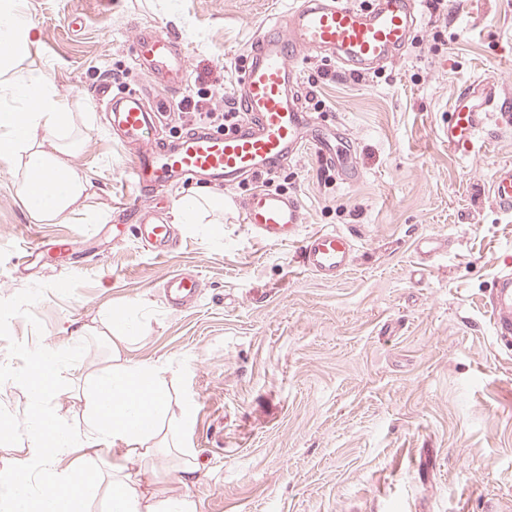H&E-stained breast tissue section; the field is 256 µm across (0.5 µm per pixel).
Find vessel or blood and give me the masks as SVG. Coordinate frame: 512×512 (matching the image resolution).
Returning <instances> with one entry per match:
<instances>
[{
	"label": "vessel or blood",
	"instance_id": "1",
	"mask_svg": "<svg viewBox=\"0 0 512 512\" xmlns=\"http://www.w3.org/2000/svg\"><path fill=\"white\" fill-rule=\"evenodd\" d=\"M418 0H373L357 9L348 0H297L296 7L275 15L260 27L247 50L235 99L245 118L232 133L198 127L171 138L157 131L175 107L174 95L189 79V61L177 41L159 27L138 28L131 41L134 60L146 67L164 89L154 98L138 91L116 97L99 86L95 98L109 112V129L135 146L132 176L144 204L130 209L133 235L153 254L167 255L176 245L174 227L154 203L155 193L189 182L229 187L271 172L304 150H312L346 182L359 179L352 142L339 123L324 124L306 105L301 60L322 56L344 70L369 74L395 60L412 40L419 18ZM512 125V95L490 78L460 85L447 121L440 129L449 150H468L483 131L489 114ZM490 191L496 207L512 213V166L498 169ZM243 221L268 244H294L299 263L324 281H336L352 268L356 243L350 233L321 229L304 233L300 201L259 186L239 203ZM68 242L39 241L22 257L42 261ZM169 304L195 300L202 290L199 275L175 273L163 283ZM494 335L512 344V273L499 276L489 294Z\"/></svg>",
	"mask_w": 512,
	"mask_h": 512
}]
</instances>
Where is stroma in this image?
Listing matches in <instances>:
<instances>
[{"mask_svg":"<svg viewBox=\"0 0 512 512\" xmlns=\"http://www.w3.org/2000/svg\"><path fill=\"white\" fill-rule=\"evenodd\" d=\"M37 38L29 60L66 99L84 135L75 167L91 183L87 210L63 223L29 218L20 169L0 162V367L23 368L21 348L60 344L69 323L141 307L133 360L160 369L168 416L198 477L165 492L192 495L196 512H512V350L491 328L487 298L512 272V214L490 181L512 164V127L488 123L472 148L449 151L438 127L459 84H512V0H422L415 38L400 59L360 75L321 69L319 116L342 123L357 182L308 151L277 169L297 197L306 231L356 240L353 268L328 283L301 268L297 247L274 246L244 224L251 184L224 189L219 224H183L168 256L135 239L112 241L115 211L134 196L131 150L106 128L94 90L157 95L132 63L139 27L169 30L190 62L183 95L234 96L237 60L262 22L291 0H18ZM223 73L215 90L208 73ZM442 250L418 270L416 236ZM69 238L86 255L18 269L38 239ZM198 273L197 304L170 308L162 283ZM69 280L57 294L51 284ZM88 339L62 368L51 407L80 428L85 376L107 364Z\"/></svg>","mask_w":512,"mask_h":512,"instance_id":"1","label":"stroma"}]
</instances>
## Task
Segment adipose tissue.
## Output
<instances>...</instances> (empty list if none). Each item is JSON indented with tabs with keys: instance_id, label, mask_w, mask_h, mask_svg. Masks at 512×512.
Listing matches in <instances>:
<instances>
[{
	"instance_id": "adipose-tissue-1",
	"label": "adipose tissue",
	"mask_w": 512,
	"mask_h": 512,
	"mask_svg": "<svg viewBox=\"0 0 512 512\" xmlns=\"http://www.w3.org/2000/svg\"><path fill=\"white\" fill-rule=\"evenodd\" d=\"M35 40L16 0H0V161L20 164L18 193L31 218L66 221L82 208L88 179L72 163L82 139L72 137L75 116L37 68L27 66ZM224 197L191 193L175 204L181 224L203 219L218 223ZM136 306L105 313L99 339L111 351L110 362L93 374L82 393L85 423L82 435L59 424L48 404L58 392L60 369L92 333L90 326L72 328L64 345L28 351L18 380L29 397L22 429L26 440L6 468L0 469V512H91V495L105 491L103 512H195L190 494L144 496L140 472L128 460L154 461L175 454L174 473L187 483L197 472L194 455L180 447L165 422L167 392L152 367L127 359L137 333ZM122 445L112 463V479L104 481L96 460L106 447Z\"/></svg>"
}]
</instances>
